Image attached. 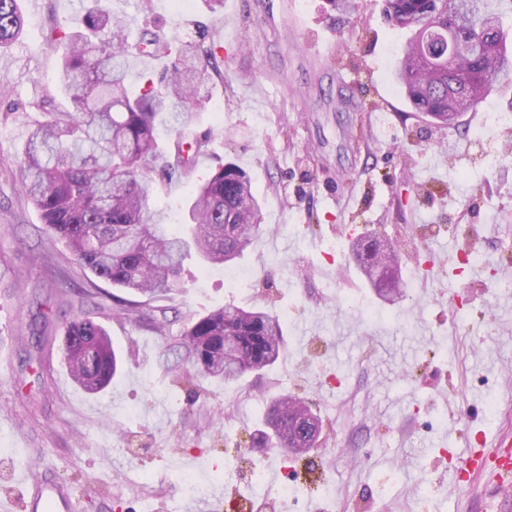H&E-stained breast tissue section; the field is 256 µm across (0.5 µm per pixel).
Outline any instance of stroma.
Returning a JSON list of instances; mask_svg holds the SVG:
<instances>
[{
  "instance_id": "1",
  "label": "stroma",
  "mask_w": 512,
  "mask_h": 512,
  "mask_svg": "<svg viewBox=\"0 0 512 512\" xmlns=\"http://www.w3.org/2000/svg\"><path fill=\"white\" fill-rule=\"evenodd\" d=\"M102 0L132 33L146 26L215 49L216 72L194 129L212 140L177 181L154 176L152 199L183 223L189 188L219 165L246 173L266 229L234 265L251 287L186 262L164 334L112 313L125 289L47 239L13 160L49 111L69 106L64 43L79 0H20L21 37L0 50V501L20 502L21 441L65 482L78 512H214L184 476L224 472L222 512H504L512 488L489 470L459 484L478 441L512 435V82L457 124L414 110L393 71L406 41L382 0ZM290 225L279 233L280 225ZM399 255L403 298L380 301L352 256L355 235ZM232 303L280 316L284 345L268 370L232 384L170 371L158 357L189 318ZM90 317L120 359L89 393L63 355L67 324ZM500 398L487 421L490 393ZM313 400L322 421L302 457L256 448L271 402ZM28 446V447H29ZM285 469L284 499L255 470Z\"/></svg>"
}]
</instances>
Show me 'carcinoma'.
<instances>
[{"label": "carcinoma", "mask_w": 512, "mask_h": 512, "mask_svg": "<svg viewBox=\"0 0 512 512\" xmlns=\"http://www.w3.org/2000/svg\"><path fill=\"white\" fill-rule=\"evenodd\" d=\"M389 26L403 16L418 27L404 47L396 71L416 110L444 119L448 95L464 97L463 111L475 108L512 78L507 54L512 0H384ZM19 0H0V49L21 36ZM125 20L88 8L77 26L61 32L68 49L60 80L70 107L49 113L28 136L15 163L26 195L41 213L51 239H61L75 260L98 277L151 299L169 298L180 288L184 263L197 255L215 268L233 261L264 231L261 206L245 173L219 167L191 190L189 222L168 224L151 204L149 173L191 172L205 154L209 137L192 135L203 108L215 57L213 48L164 33L143 32L135 42ZM479 42L480 53L456 68L430 69L424 50L448 43ZM163 55L160 76H148L138 90L126 84L129 59ZM375 236L358 238L354 257L377 294L399 301L397 253L379 260ZM119 309L156 332L167 316L137 310L118 299ZM282 325L261 308L235 304L190 321L165 351L164 366H190L206 377L231 383L279 357ZM64 356L73 381L98 393L117 371V357L102 324L78 318L64 334ZM311 411L301 399L282 396L268 410L253 447L293 448L302 439L299 417Z\"/></svg>", "instance_id": "obj_1"}]
</instances>
